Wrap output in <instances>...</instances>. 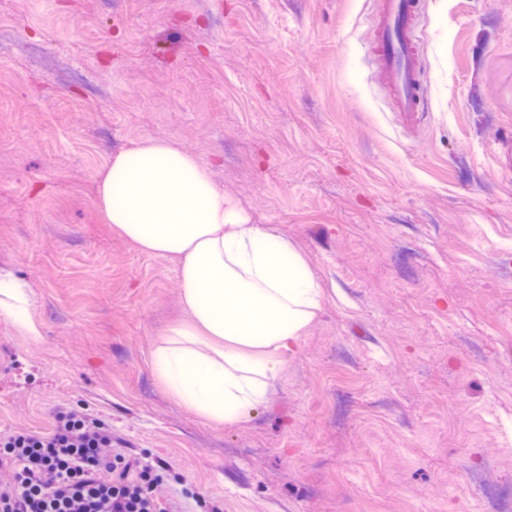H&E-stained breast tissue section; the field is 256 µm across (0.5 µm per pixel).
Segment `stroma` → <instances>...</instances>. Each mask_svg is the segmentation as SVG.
Wrapping results in <instances>:
<instances>
[{
  "instance_id": "35a3bbf8",
  "label": "stroma",
  "mask_w": 512,
  "mask_h": 512,
  "mask_svg": "<svg viewBox=\"0 0 512 512\" xmlns=\"http://www.w3.org/2000/svg\"><path fill=\"white\" fill-rule=\"evenodd\" d=\"M372 0H0V435L98 414L209 512H512V0H422L429 110L374 68ZM163 137L214 168L324 291L236 424L151 368L171 261L103 223L96 178ZM33 302L29 285L11 270L0 268V315L8 318L22 335L38 340L40 330L30 316Z\"/></svg>"
}]
</instances>
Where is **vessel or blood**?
I'll list each match as a JSON object with an SVG mask.
<instances>
[{"mask_svg": "<svg viewBox=\"0 0 512 512\" xmlns=\"http://www.w3.org/2000/svg\"><path fill=\"white\" fill-rule=\"evenodd\" d=\"M375 60L398 116L418 118L426 109L417 35L420 0H375Z\"/></svg>", "mask_w": 512, "mask_h": 512, "instance_id": "1", "label": "vessel or blood"}]
</instances>
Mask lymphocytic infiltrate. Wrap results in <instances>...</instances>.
<instances>
[{
    "mask_svg": "<svg viewBox=\"0 0 512 512\" xmlns=\"http://www.w3.org/2000/svg\"><path fill=\"white\" fill-rule=\"evenodd\" d=\"M199 494L172 487L162 464L131 458L85 411L53 431L0 437V512H196Z\"/></svg>",
    "mask_w": 512,
    "mask_h": 512,
    "instance_id": "lymphocytic-infiltrate-1",
    "label": "lymphocytic infiltrate"
}]
</instances>
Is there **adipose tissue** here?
Masks as SVG:
<instances>
[{
	"mask_svg": "<svg viewBox=\"0 0 512 512\" xmlns=\"http://www.w3.org/2000/svg\"><path fill=\"white\" fill-rule=\"evenodd\" d=\"M96 194L104 223L177 265L188 318L167 329L152 370L182 406L242 421L267 399L321 307L306 260L270 225L252 223L208 164L163 137L114 155ZM33 302L29 285L0 268V315L36 340Z\"/></svg>",
	"mask_w": 512,
	"mask_h": 512,
	"instance_id": "1",
	"label": "adipose tissue"
}]
</instances>
